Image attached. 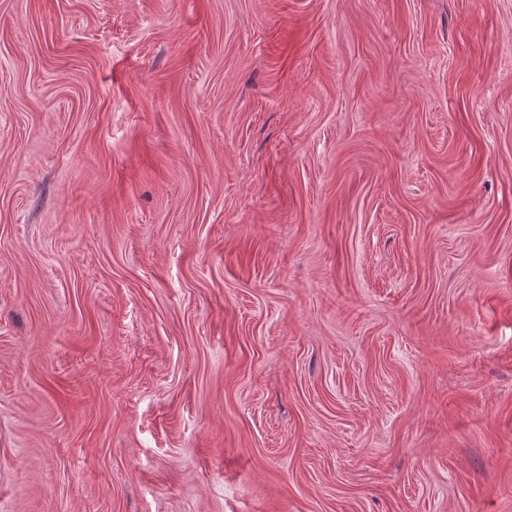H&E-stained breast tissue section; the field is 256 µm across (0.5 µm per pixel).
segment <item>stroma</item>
<instances>
[{"label": "stroma", "mask_w": 512, "mask_h": 512, "mask_svg": "<svg viewBox=\"0 0 512 512\" xmlns=\"http://www.w3.org/2000/svg\"><path fill=\"white\" fill-rule=\"evenodd\" d=\"M0 512H512V0H0Z\"/></svg>", "instance_id": "obj_1"}]
</instances>
